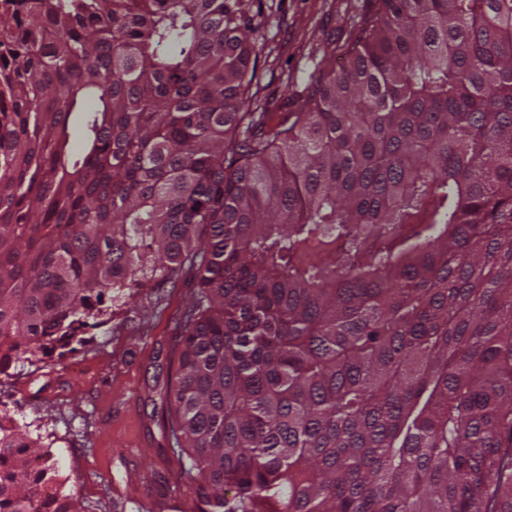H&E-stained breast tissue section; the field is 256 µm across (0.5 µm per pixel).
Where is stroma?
I'll return each mask as SVG.
<instances>
[{
    "mask_svg": "<svg viewBox=\"0 0 512 512\" xmlns=\"http://www.w3.org/2000/svg\"><path fill=\"white\" fill-rule=\"evenodd\" d=\"M378 0H250L257 79L248 112L282 111L313 76L340 60ZM196 292L190 272L178 285L143 288L117 307L87 343L39 366L21 362L0 375V410L49 445L61 476L76 480L85 512H172L189 508L193 483L174 441L165 438L160 392L167 381L175 322Z\"/></svg>",
    "mask_w": 512,
    "mask_h": 512,
    "instance_id": "obj_1",
    "label": "stroma"
}]
</instances>
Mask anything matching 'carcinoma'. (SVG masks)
I'll list each match as a JSON object with an SVG mask.
<instances>
[{
    "label": "carcinoma",
    "instance_id": "cac0c4a2",
    "mask_svg": "<svg viewBox=\"0 0 512 512\" xmlns=\"http://www.w3.org/2000/svg\"><path fill=\"white\" fill-rule=\"evenodd\" d=\"M4 2L0 375L186 266L194 512H512V0H380L276 113L246 0ZM52 458L0 413V512H83Z\"/></svg>",
    "mask_w": 512,
    "mask_h": 512
}]
</instances>
